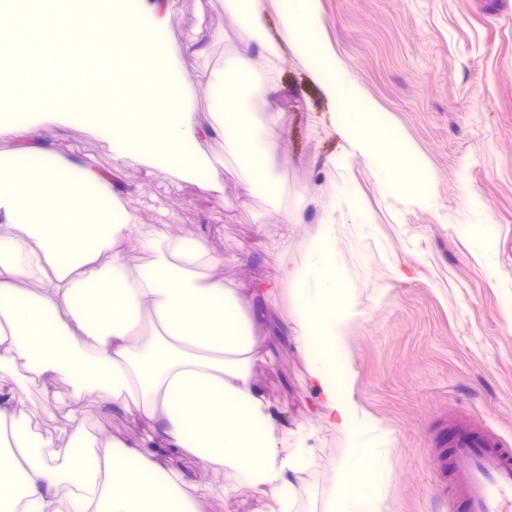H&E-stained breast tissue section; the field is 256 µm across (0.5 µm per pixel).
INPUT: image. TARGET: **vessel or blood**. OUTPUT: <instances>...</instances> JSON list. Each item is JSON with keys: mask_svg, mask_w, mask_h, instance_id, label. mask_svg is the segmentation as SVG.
<instances>
[{"mask_svg": "<svg viewBox=\"0 0 512 512\" xmlns=\"http://www.w3.org/2000/svg\"><path fill=\"white\" fill-rule=\"evenodd\" d=\"M449 445L454 496L464 512H512V448L467 425L457 427Z\"/></svg>", "mask_w": 512, "mask_h": 512, "instance_id": "vessel-or-blood-1", "label": "vessel or blood"}]
</instances>
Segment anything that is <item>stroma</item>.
Wrapping results in <instances>:
<instances>
[{"label":"stroma","instance_id":"stroma-1","mask_svg":"<svg viewBox=\"0 0 512 512\" xmlns=\"http://www.w3.org/2000/svg\"><path fill=\"white\" fill-rule=\"evenodd\" d=\"M320 10L322 39L418 149L430 201L386 192L361 161L348 159L331 105L289 57L278 63L280 199L244 190L231 161L215 190L147 175L132 161L120 189L142 223H156L153 201L168 202L177 214L171 233L200 235L217 253L241 255V263L215 270L229 285L274 278L275 252L254 264L246 251L285 231L303 255L323 205H333L336 247L361 311L349 338L352 392L391 438L379 451L382 512H448L453 479L445 435L470 423L512 445V0H320ZM171 25L197 32L209 46L205 58L184 55L187 74L203 63L233 66L239 40L224 0H178ZM218 30L224 38L217 42ZM44 39L51 51L35 56L22 47L0 64L20 81L52 77L61 66L71 80L84 79L82 46L64 33ZM33 137L71 159L94 158L100 171L115 165L107 142L91 130L49 125ZM348 193L360 197L366 223H354L345 209ZM300 194L314 207L301 223L282 226V206ZM482 225L490 233L485 257L470 238ZM255 371L272 404L316 435L318 464L300 508L322 512L343 439L308 419L304 368L285 339ZM80 408L93 432L132 439L140 431L113 418L96 396Z\"/></svg>","mask_w":512,"mask_h":512}]
</instances>
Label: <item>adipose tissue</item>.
I'll list each match as a JSON object with an SVG mask.
<instances>
[{"label":"adipose tissue","mask_w":512,"mask_h":512,"mask_svg":"<svg viewBox=\"0 0 512 512\" xmlns=\"http://www.w3.org/2000/svg\"><path fill=\"white\" fill-rule=\"evenodd\" d=\"M34 31L94 29L123 45L135 75L112 69L97 92L84 82L10 83L0 97V512H203L226 494L224 479L251 488L247 512H297L315 465L304 424H289L256 377L273 343L266 297L287 289L288 341L308 384V410L335 428L344 446L333 466L325 512H380L384 484L371 461L387 435L351 391L349 335L360 318L336 249L334 214L313 225L304 256L275 241L278 274L227 286L220 258L200 236L172 235L175 215L139 223L118 179L94 160L73 161L32 139L48 123L81 126L104 138L116 162L134 160L151 175H175L204 189L217 185L225 157L203 141L223 142L238 158L245 190L280 191L273 173L282 149L276 60H298L336 105L334 129L389 193L422 196L425 164L386 113L366 99L322 42L318 0H225L239 35L235 74L202 66L187 77L181 52H205L196 34H175L177 0H14ZM275 10L276 29L267 12ZM153 97L154 112H129L128 78ZM196 82L212 121H194L187 93ZM388 139L378 150V136ZM149 254L144 263L133 262ZM63 384L49 404L55 434L33 430L19 408L30 386ZM96 395L114 417L143 426L136 441L102 437L83 426L78 407ZM197 462L213 476L177 468Z\"/></svg>","instance_id":"1"}]
</instances>
